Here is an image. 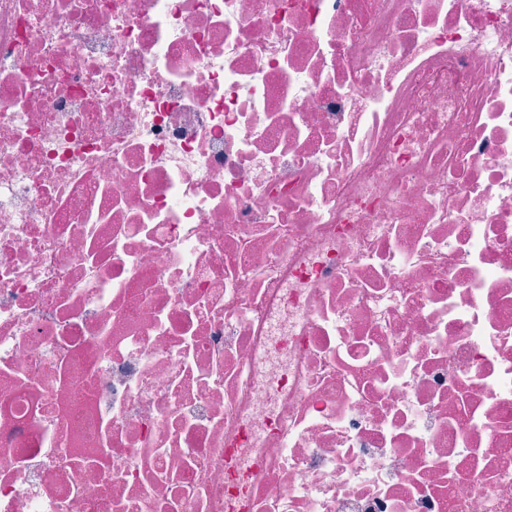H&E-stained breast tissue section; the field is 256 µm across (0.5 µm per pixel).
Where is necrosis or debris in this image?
<instances>
[{"label":"necrosis or debris","mask_w":512,"mask_h":512,"mask_svg":"<svg viewBox=\"0 0 512 512\" xmlns=\"http://www.w3.org/2000/svg\"><path fill=\"white\" fill-rule=\"evenodd\" d=\"M0 512H512V0H0Z\"/></svg>","instance_id":"necrosis-or-debris-1"}]
</instances>
